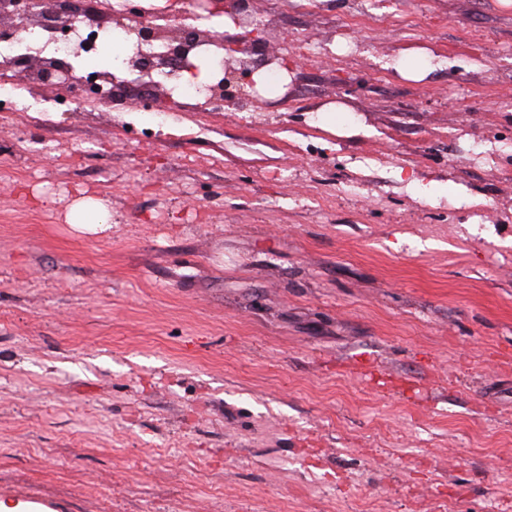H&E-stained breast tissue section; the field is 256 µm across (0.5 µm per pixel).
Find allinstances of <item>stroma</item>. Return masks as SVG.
Wrapping results in <instances>:
<instances>
[{"instance_id":"obj_1","label":"stroma","mask_w":512,"mask_h":512,"mask_svg":"<svg viewBox=\"0 0 512 512\" xmlns=\"http://www.w3.org/2000/svg\"><path fill=\"white\" fill-rule=\"evenodd\" d=\"M250 4L288 94L0 112V500L512 512V9ZM410 48L448 64L381 68ZM91 212L92 218L89 222L82 223L75 219V215L83 212ZM67 222L72 224L75 230L81 233H99L107 231L112 226V215L107 206L93 197H82L76 200L68 214Z\"/></svg>"}]
</instances>
